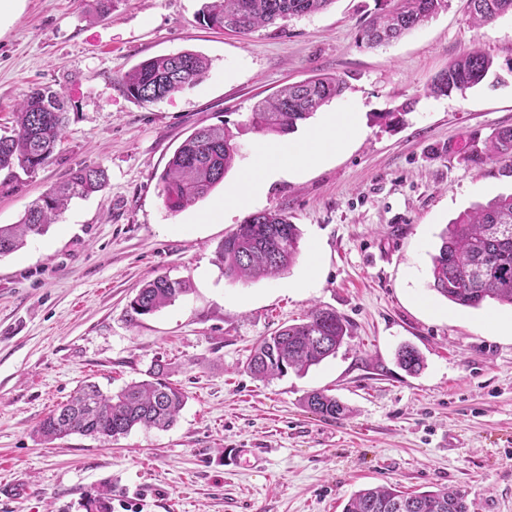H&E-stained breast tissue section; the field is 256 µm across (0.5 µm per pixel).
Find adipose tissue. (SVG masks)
Masks as SVG:
<instances>
[{
	"label": "adipose tissue",
	"instance_id": "ef3b65f1",
	"mask_svg": "<svg viewBox=\"0 0 512 512\" xmlns=\"http://www.w3.org/2000/svg\"><path fill=\"white\" fill-rule=\"evenodd\" d=\"M359 116L354 112H332L321 129L307 137H285L274 142L260 143L253 163L246 168L238 186L225 193L208 214V221L223 219L227 210L250 207L261 197L268 183L302 167L318 163L336 153L348 138L358 134Z\"/></svg>",
	"mask_w": 512,
	"mask_h": 512
}]
</instances>
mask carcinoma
Instances as JSON below:
<instances>
[{
  "label": "carcinoma",
  "instance_id": "obj_1",
  "mask_svg": "<svg viewBox=\"0 0 512 512\" xmlns=\"http://www.w3.org/2000/svg\"><path fill=\"white\" fill-rule=\"evenodd\" d=\"M334 0H204L200 20L208 27L248 35L279 21L325 9ZM393 5L372 17L361 30L369 47L386 45L448 6V0H392ZM475 27L512 15V0H468ZM494 60L478 46L455 58L448 68L425 86L433 96L464 92L479 85ZM209 60L192 51L147 59L121 78L128 97L155 101L156 92L171 94L200 82ZM346 88L342 78L316 74L283 87L256 103L249 126L269 134L286 135ZM10 134H0V172L7 171L0 190L15 191L19 181L14 168L33 172L55 159L67 124L66 94L51 85L31 88L14 112ZM237 134L225 124L194 130L174 150L160 175L161 196L172 212L205 198L239 156ZM486 156L512 161V129L496 132L486 146ZM103 169L88 165L72 168L66 179L32 202L16 224L0 225V257L21 248L29 235H41L74 197H87L105 182ZM301 232L281 210L249 215L224 238L216 263L232 281H259L286 271L296 263ZM433 290L448 301L479 308L488 300L512 306V194H500L478 204L446 225L431 255ZM188 291L186 282L159 276L147 282L131 302L138 315L152 314ZM349 335V323L334 311L312 309L295 324L264 337L255 346L247 369L257 379L270 381L292 371L305 374L310 367L334 355ZM404 370L422 367L419 352L411 346L398 351ZM185 403L181 389L162 374L134 381L115 395H106L92 383L80 385L71 398L50 411L37 433L47 441L71 434L114 440L135 427L166 430L177 420ZM309 409L327 418L346 415L348 408L335 396L314 391L305 398ZM343 512H470L467 495L448 488L408 492L394 484L362 489L353 494Z\"/></svg>",
  "mask_w": 512,
  "mask_h": 512
}]
</instances>
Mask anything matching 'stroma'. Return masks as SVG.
Returning <instances> with one entry per match:
<instances>
[{
	"label": "stroma",
	"mask_w": 512,
	"mask_h": 512,
	"mask_svg": "<svg viewBox=\"0 0 512 512\" xmlns=\"http://www.w3.org/2000/svg\"><path fill=\"white\" fill-rule=\"evenodd\" d=\"M202 0H17L0 20V133L37 84L66 86L68 123L55 160L0 191V224L70 168H103L106 185L72 199L55 224L0 257V512H342L361 489L465 492L471 512H512V307L453 304L431 288L446 224L512 192V165L487 159L489 137L512 128V16L475 28L467 0H449L399 40L370 48L365 19L389 0H334L326 10L241 36L198 20ZM493 58L465 93L425 84L473 45ZM191 50L210 68L153 103L128 98L122 73ZM315 73L343 77L326 112H355L360 132L323 162L274 180L255 211L280 209L301 231L279 277L233 282L215 263L246 218L201 217L238 182L262 134L253 105ZM400 113L379 125L380 112ZM238 129L240 156L207 197L173 213L159 177L196 128ZM166 275L188 293L151 315L130 302ZM350 325L336 355L304 375L263 382L246 366L265 336L313 308ZM424 359L415 375L400 345ZM165 367L187 400L166 431L116 440L78 434L46 442L36 428L86 380L104 393ZM314 390L350 409L304 407Z\"/></svg>",
	"instance_id": "stroma-1"
}]
</instances>
